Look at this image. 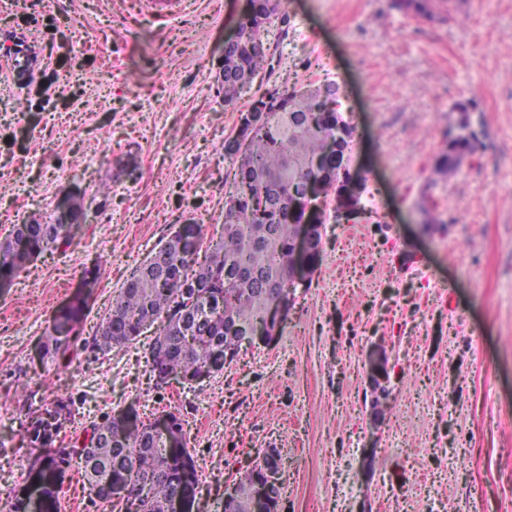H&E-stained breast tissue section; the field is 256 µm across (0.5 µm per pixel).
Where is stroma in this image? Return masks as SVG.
Here are the masks:
<instances>
[{"mask_svg":"<svg viewBox=\"0 0 512 512\" xmlns=\"http://www.w3.org/2000/svg\"><path fill=\"white\" fill-rule=\"evenodd\" d=\"M247 9L182 0L158 21L150 0H0V42L16 29L40 58L71 59L42 75L69 91L48 103L0 64V240L62 202L88 212L70 247L0 289V485L20 486L29 415L63 400L64 446L131 405L180 414L200 467L193 512H224L225 483L267 448L285 466L280 512H512V0H434L429 18L393 0H288L287 30L262 37L273 70L229 106L218 68ZM294 82L339 84L374 217L324 224L279 335L203 382L155 385L140 342L89 357L113 297L176 225L220 235L224 142L252 97ZM471 97L481 143L432 183L450 106ZM92 266L76 358L33 362ZM374 348L390 389L377 419ZM63 483L62 512H119L79 471Z\"/></svg>","mask_w":512,"mask_h":512,"instance_id":"stroma-1","label":"stroma"}]
</instances>
